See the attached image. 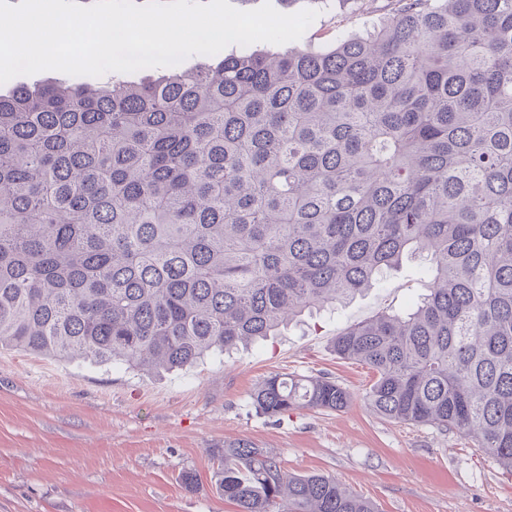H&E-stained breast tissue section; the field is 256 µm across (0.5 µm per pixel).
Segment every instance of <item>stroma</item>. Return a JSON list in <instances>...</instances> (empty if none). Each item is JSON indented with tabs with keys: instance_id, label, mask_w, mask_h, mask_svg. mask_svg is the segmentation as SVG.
<instances>
[{
	"instance_id": "obj_1",
	"label": "stroma",
	"mask_w": 512,
	"mask_h": 512,
	"mask_svg": "<svg viewBox=\"0 0 512 512\" xmlns=\"http://www.w3.org/2000/svg\"><path fill=\"white\" fill-rule=\"evenodd\" d=\"M271 3L285 14L315 8L299 40L314 50L390 10V0ZM425 265L404 258L350 303L174 372L0 348V512H236L214 475L225 444L242 438L272 449L288 472L334 476L378 512H512V473L459 433L373 414L362 400L365 370L333 351L343 328L413 306L426 292ZM273 373L328 375L353 402L268 420L251 394ZM185 470L194 488L182 483Z\"/></svg>"
}]
</instances>
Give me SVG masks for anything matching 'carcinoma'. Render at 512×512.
<instances>
[{"label": "carcinoma", "instance_id": "obj_1", "mask_svg": "<svg viewBox=\"0 0 512 512\" xmlns=\"http://www.w3.org/2000/svg\"><path fill=\"white\" fill-rule=\"evenodd\" d=\"M428 261L413 308L342 329L364 399L512 472V0H395L323 50L202 56L140 83L0 93V347L176 371ZM259 414L341 411L272 374ZM237 512H376L248 440Z\"/></svg>", "mask_w": 512, "mask_h": 512}]
</instances>
